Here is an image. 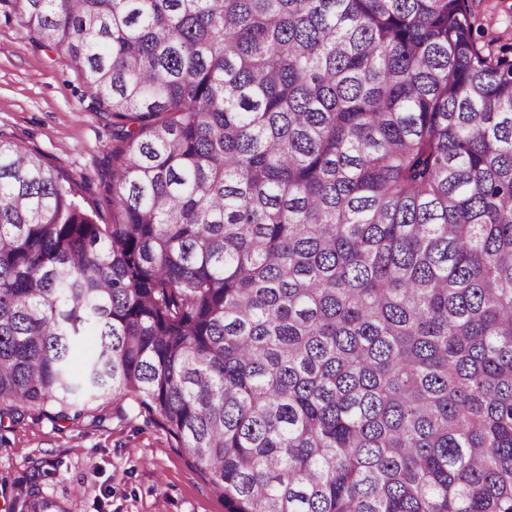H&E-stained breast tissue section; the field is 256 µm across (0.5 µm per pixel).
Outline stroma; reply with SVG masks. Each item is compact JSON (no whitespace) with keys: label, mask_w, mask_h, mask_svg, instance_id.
<instances>
[{"label":"stroma","mask_w":512,"mask_h":512,"mask_svg":"<svg viewBox=\"0 0 512 512\" xmlns=\"http://www.w3.org/2000/svg\"><path fill=\"white\" fill-rule=\"evenodd\" d=\"M478 45L512 60V0H468ZM0 131L41 152L102 200L112 120L97 112L67 58L38 47L0 6ZM80 419L0 426V484L55 470L48 494L70 512H226L207 476L149 415L121 402L78 400Z\"/></svg>","instance_id":"stroma-1"}]
</instances>
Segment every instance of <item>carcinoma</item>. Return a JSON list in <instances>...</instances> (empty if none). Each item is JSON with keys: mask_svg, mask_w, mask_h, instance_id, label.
<instances>
[{"mask_svg": "<svg viewBox=\"0 0 512 512\" xmlns=\"http://www.w3.org/2000/svg\"><path fill=\"white\" fill-rule=\"evenodd\" d=\"M0 2L123 143L101 224L0 132V423L129 396L228 512H512V61L467 0Z\"/></svg>", "mask_w": 512, "mask_h": 512, "instance_id": "obj_1", "label": "carcinoma"}]
</instances>
